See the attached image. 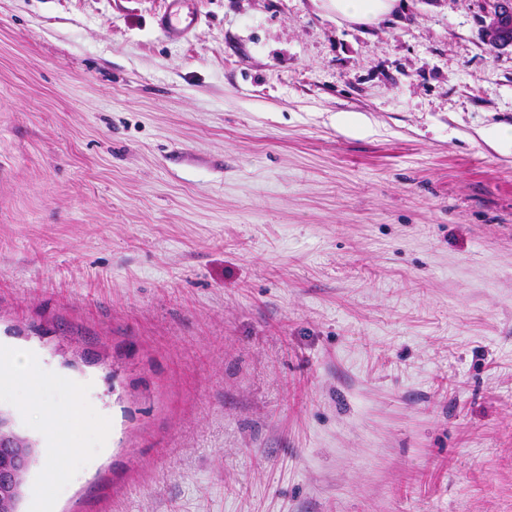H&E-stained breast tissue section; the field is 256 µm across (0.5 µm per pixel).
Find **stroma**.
Returning <instances> with one entry per match:
<instances>
[{"instance_id":"obj_1","label":"stroma","mask_w":512,"mask_h":512,"mask_svg":"<svg viewBox=\"0 0 512 512\" xmlns=\"http://www.w3.org/2000/svg\"><path fill=\"white\" fill-rule=\"evenodd\" d=\"M401 2L0 0L21 512H512V46ZM191 0H169L167 12L161 17L159 28L169 35L190 32L198 22ZM327 12L345 21L373 25L398 8L400 0H319Z\"/></svg>"}]
</instances>
